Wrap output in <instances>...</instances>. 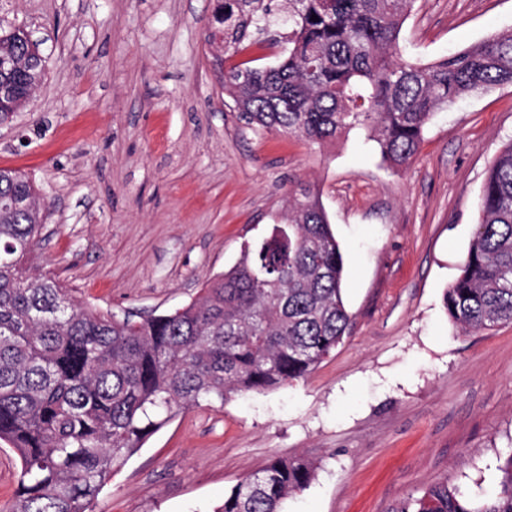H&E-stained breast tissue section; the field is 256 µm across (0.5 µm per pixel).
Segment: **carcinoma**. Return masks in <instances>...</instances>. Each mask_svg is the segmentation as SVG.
Masks as SVG:
<instances>
[{"label": "carcinoma", "mask_w": 512, "mask_h": 512, "mask_svg": "<svg viewBox=\"0 0 512 512\" xmlns=\"http://www.w3.org/2000/svg\"><path fill=\"white\" fill-rule=\"evenodd\" d=\"M413 2L216 0L218 63L250 46L281 48L273 63L224 69L238 119L312 143L367 127L384 161L407 165L436 110L512 85V29L426 65L404 59L399 34ZM0 57V82L20 83L0 108L6 120L41 85L45 63L9 26ZM49 216L28 177L0 168V441L21 460L8 512H93L112 476L176 414L302 380L347 333L343 254L308 187L232 268L159 315L86 307L33 265ZM444 308L465 333L512 323V143L488 169ZM499 470L479 505L440 481L395 512H512V452ZM314 472L302 457L273 459L215 512H283Z\"/></svg>", "instance_id": "cac0c4a2"}]
</instances>
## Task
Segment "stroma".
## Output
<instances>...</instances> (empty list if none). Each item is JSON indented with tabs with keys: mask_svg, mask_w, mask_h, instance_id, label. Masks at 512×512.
Here are the masks:
<instances>
[{
	"mask_svg": "<svg viewBox=\"0 0 512 512\" xmlns=\"http://www.w3.org/2000/svg\"><path fill=\"white\" fill-rule=\"evenodd\" d=\"M215 0H0L33 29L43 83L0 126V168L55 207L34 262L100 310L161 314L233 267L301 186L325 207L351 316L306 379L195 407L156 431L94 512H213L275 458L315 476L285 512H394L445 481L479 501L512 452V324L464 333L444 308L487 171L512 143V86L427 123L399 170L367 128L310 143L256 133L225 96ZM512 27V0H415L404 58L429 64Z\"/></svg>",
	"mask_w": 512,
	"mask_h": 512,
	"instance_id": "stroma-1",
	"label": "stroma"
}]
</instances>
